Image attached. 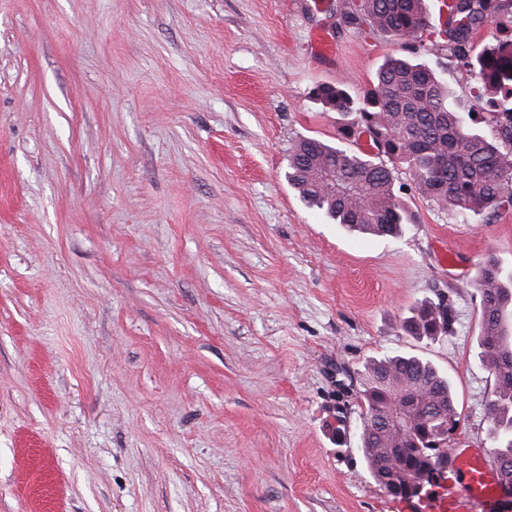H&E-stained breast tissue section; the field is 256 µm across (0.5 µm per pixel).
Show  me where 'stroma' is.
Masks as SVG:
<instances>
[{
    "mask_svg": "<svg viewBox=\"0 0 512 512\" xmlns=\"http://www.w3.org/2000/svg\"><path fill=\"white\" fill-rule=\"evenodd\" d=\"M400 50L334 0H0V512H407L360 449L386 354L447 375L451 447L493 453L475 279L512 272V209H440L398 166L412 221L375 237L288 181L299 139H340L315 89ZM440 293L454 335L407 333Z\"/></svg>",
    "mask_w": 512,
    "mask_h": 512,
    "instance_id": "35a3bbf8",
    "label": "stroma"
}]
</instances>
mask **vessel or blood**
Segmentation results:
<instances>
[{
	"label": "vessel or blood",
	"mask_w": 512,
	"mask_h": 512,
	"mask_svg": "<svg viewBox=\"0 0 512 512\" xmlns=\"http://www.w3.org/2000/svg\"><path fill=\"white\" fill-rule=\"evenodd\" d=\"M448 472L454 482L441 486L429 499V512H470L475 505L481 512H499L503 500L511 494L489 455L481 452L460 450L449 454Z\"/></svg>",
	"instance_id": "1"
}]
</instances>
